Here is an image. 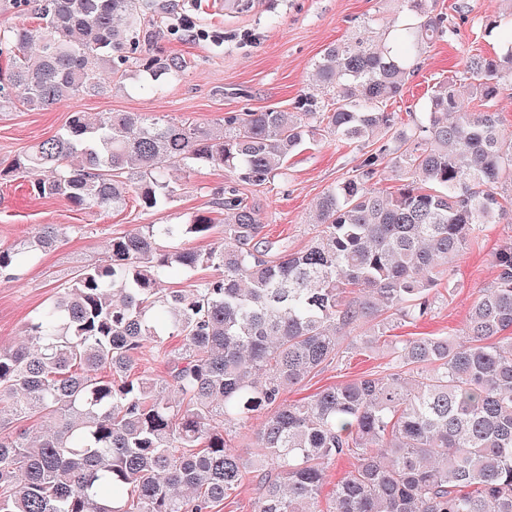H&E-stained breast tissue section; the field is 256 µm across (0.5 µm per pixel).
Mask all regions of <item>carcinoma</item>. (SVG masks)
Returning a JSON list of instances; mask_svg holds the SVG:
<instances>
[{
  "instance_id": "obj_1",
  "label": "carcinoma",
  "mask_w": 512,
  "mask_h": 512,
  "mask_svg": "<svg viewBox=\"0 0 512 512\" xmlns=\"http://www.w3.org/2000/svg\"><path fill=\"white\" fill-rule=\"evenodd\" d=\"M400 21L327 48L312 92L290 110L230 112L187 125L141 112L70 113L64 131L0 169L36 173L32 191L78 210L152 216L178 198L171 166L229 169L263 185L319 132L340 145H379L313 205L316 235L290 253L262 235L260 207L233 185L212 189L211 212L184 224H142L107 244L0 349V512H214L250 473L253 512H512V247L497 283L475 302L462 335L387 339L449 285L447 266L474 226L502 210L512 186V136L496 102L512 89V41L466 58L435 84L409 129L387 111L426 45L450 32L428 0H398ZM37 25L0 28V104L15 91L32 109L99 95L133 75L153 89L185 62L152 53L158 19L177 0H13ZM512 33V0L482 19ZM481 102L472 112L464 95ZM397 190L373 188L383 164ZM44 224L0 245V276L16 277L63 238ZM202 267L213 271L193 278ZM184 276V288H168ZM391 372L363 375L291 402L288 389L343 354L363 326ZM161 351L167 375L137 373ZM266 414L252 457L225 425ZM352 460L329 492V469Z\"/></svg>"
}]
</instances>
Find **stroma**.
Returning <instances> with one entry per match:
<instances>
[{"label":"stroma","mask_w":512,"mask_h":512,"mask_svg":"<svg viewBox=\"0 0 512 512\" xmlns=\"http://www.w3.org/2000/svg\"><path fill=\"white\" fill-rule=\"evenodd\" d=\"M180 3L182 16L195 24L196 39L183 41L165 31L157 45L161 53H175L185 61L178 81L152 91L116 88L104 96L67 100L46 110L13 101L0 108V164L8 165L30 145L61 131L75 108L167 115L197 125L218 122L229 112L292 108L310 92L313 64L328 45L351 38L366 18L387 20L395 13L389 0H250L242 10L225 9V0ZM432 6L434 13L447 18L452 32L426 48L402 97L388 104L407 127L418 120L436 82L462 71L467 56L494 54L506 42L500 33H485L481 26L496 0H432ZM370 149L367 143L337 147L334 136L327 134L317 146L295 152L270 183L244 184L240 191L260 204L267 236L297 251L315 234L309 215L314 200L351 172ZM171 176L180 184L181 194L154 215L158 224H182L193 213L210 210L212 188L236 180L231 172L209 168L190 174L175 170ZM145 221L131 205L120 212L80 211L59 198L31 195L29 178L0 180V244L13 243L41 224L73 228L66 241L41 255L17 278L0 276V348L18 345L25 321L78 269L101 262L109 239ZM507 246H512L511 205L505 206L498 223L476 225L467 248L450 267L452 288L437 294L431 317L395 325L393 335L444 336L464 329L474 301L495 284V255ZM389 360L383 349L348 350L285 397L294 400L365 374L385 375Z\"/></svg>","instance_id":"stroma-1"}]
</instances>
